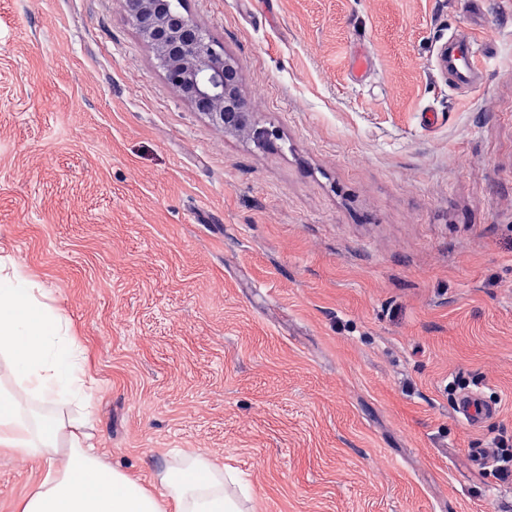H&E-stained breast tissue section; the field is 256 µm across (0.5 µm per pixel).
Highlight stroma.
Masks as SVG:
<instances>
[{
  "instance_id": "obj_1",
  "label": "stroma",
  "mask_w": 512,
  "mask_h": 512,
  "mask_svg": "<svg viewBox=\"0 0 512 512\" xmlns=\"http://www.w3.org/2000/svg\"><path fill=\"white\" fill-rule=\"evenodd\" d=\"M181 11L248 131L169 87L123 0H0V256L87 358L67 419L158 495L200 452L243 512H512L471 457L512 453V0ZM471 33L467 95L436 58ZM467 391L497 415L467 425ZM45 474L0 452V512Z\"/></svg>"
}]
</instances>
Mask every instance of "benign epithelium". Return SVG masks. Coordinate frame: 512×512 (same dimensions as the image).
Here are the masks:
<instances>
[{"label":"benign epithelium","instance_id":"obj_1","mask_svg":"<svg viewBox=\"0 0 512 512\" xmlns=\"http://www.w3.org/2000/svg\"><path fill=\"white\" fill-rule=\"evenodd\" d=\"M170 5L171 0H125L129 18L151 41L172 89L225 128H247L237 71L224 58V46Z\"/></svg>","mask_w":512,"mask_h":512}]
</instances>
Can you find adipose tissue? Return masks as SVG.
<instances>
[{"mask_svg":"<svg viewBox=\"0 0 512 512\" xmlns=\"http://www.w3.org/2000/svg\"><path fill=\"white\" fill-rule=\"evenodd\" d=\"M0 362L11 387H0V446L40 457L46 479L20 512H241L251 495L232 474L204 455L193 456L186 476L162 472L166 492L156 496L119 469L103 464L89 435L70 432L58 414L28 420L24 398L70 404L84 397L87 374L71 325L43 288L0 257Z\"/></svg>","mask_w":512,"mask_h":512,"instance_id":"obj_1","label":"adipose tissue"}]
</instances>
